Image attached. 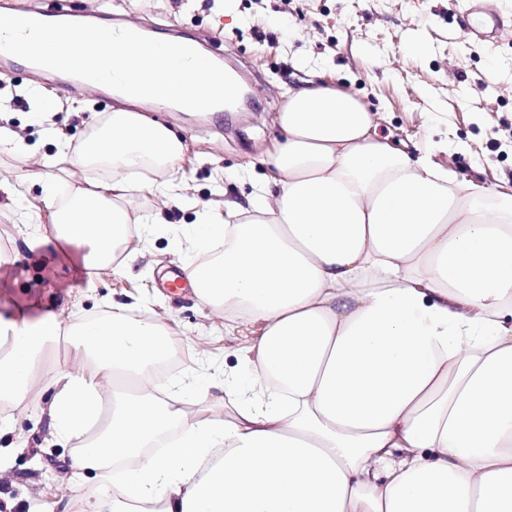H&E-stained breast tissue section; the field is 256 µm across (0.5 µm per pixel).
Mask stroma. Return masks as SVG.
<instances>
[{
	"label": "stroma",
	"mask_w": 512,
	"mask_h": 512,
	"mask_svg": "<svg viewBox=\"0 0 512 512\" xmlns=\"http://www.w3.org/2000/svg\"><path fill=\"white\" fill-rule=\"evenodd\" d=\"M100 23L135 17L155 33L196 40L219 54L240 77L248 103L211 115L144 106L145 115L175 130L187 150L156 182L186 180L191 204L164 206L162 196H136V209L163 214L138 244L129 270L108 272L88 282L74 256L53 241L52 215L43 208L48 189L64 192L59 176L66 162L43 138L27 97L33 82L22 66L0 71V126L19 131L36 145L34 156L0 152V171L30 175L23 194L0 195V209L41 208L40 231L0 222V314L75 310L111 311L139 298L147 315L170 318L175 370L196 365L220 378L240 370L235 348L258 336V324L225 323L199 304L191 289H167L159 270L182 260L175 243L183 225L196 217L195 202L215 197L241 200L264 172L261 154L277 133L269 123L290 91L315 83L341 88L374 112L377 132L400 149L428 151L441 167L476 176L488 186L512 192V38L465 44L455 39L450 0H76ZM60 81L45 73L39 85L60 104L53 121L71 145H78L119 102L108 92H57ZM228 334H220V327ZM47 418L22 420L0 437L12 447L9 473L0 479V512H61L59 479L71 463L66 446L42 447Z\"/></svg>",
	"instance_id": "1"
}]
</instances>
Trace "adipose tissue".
Wrapping results in <instances>:
<instances>
[{
  "label": "adipose tissue",
  "mask_w": 512,
  "mask_h": 512,
  "mask_svg": "<svg viewBox=\"0 0 512 512\" xmlns=\"http://www.w3.org/2000/svg\"><path fill=\"white\" fill-rule=\"evenodd\" d=\"M37 117L57 154L116 179L47 197L58 248L88 278L136 258L150 219L133 191L180 161L169 127L116 109L78 146ZM263 178L204 205L182 270L201 305L259 323L249 371L188 368L162 317L0 315V402L45 401L50 444L74 450L69 512H512V195L399 149L348 92L299 88L274 119ZM66 340L84 367L50 364ZM216 402L190 413V394ZM96 483L95 500L77 483Z\"/></svg>",
  "instance_id": "ef3b65f1"
}]
</instances>
